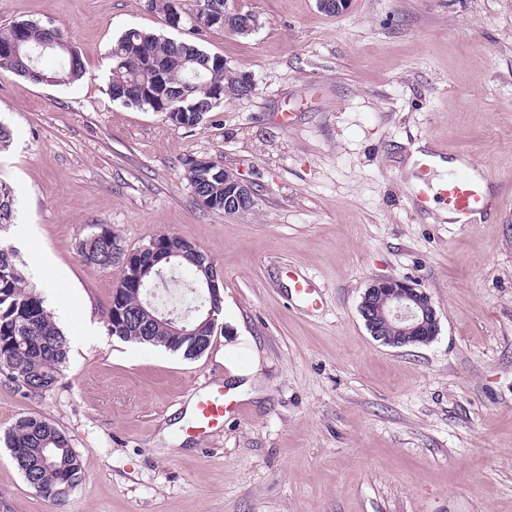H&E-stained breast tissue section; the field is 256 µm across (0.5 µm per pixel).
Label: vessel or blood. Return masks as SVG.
<instances>
[{
  "label": "vessel or blood",
  "instance_id": "obj_1",
  "mask_svg": "<svg viewBox=\"0 0 512 512\" xmlns=\"http://www.w3.org/2000/svg\"><path fill=\"white\" fill-rule=\"evenodd\" d=\"M430 171L428 164H421L419 183L413 197L416 213L428 212L432 202L436 201L451 214L453 223L480 224L496 207V200L488 192L491 179L488 172H474L473 168L465 164L449 171L447 179L435 185L430 181ZM288 277L293 283L292 299L304 309H317L321 303V290L313 278L294 270L289 271ZM227 412L224 390L216 388L198 396L187 428L204 433L220 427Z\"/></svg>",
  "mask_w": 512,
  "mask_h": 512
}]
</instances>
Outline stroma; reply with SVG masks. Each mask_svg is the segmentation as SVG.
<instances>
[{
  "label": "stroma",
  "instance_id": "35a3bbf8",
  "mask_svg": "<svg viewBox=\"0 0 512 512\" xmlns=\"http://www.w3.org/2000/svg\"><path fill=\"white\" fill-rule=\"evenodd\" d=\"M234 5L257 30L198 44L254 89L184 128L108 92L126 29L188 36L146 0H0V25L58 28L85 67L61 85L0 74L5 238L70 347L40 397L0 376V435L41 415L83 471L56 507L0 443V512H512V0ZM420 141L491 170L502 205L485 223L415 214ZM190 159L241 174L253 209L201 206ZM97 224L128 251L170 232L214 262L224 310L203 355L108 335L120 269L79 255ZM292 267L320 285L318 310L291 300ZM379 277L427 290L433 342L372 338L358 306ZM219 386L244 414L182 438L189 404Z\"/></svg>",
  "mask_w": 512,
  "mask_h": 512
}]
</instances>
